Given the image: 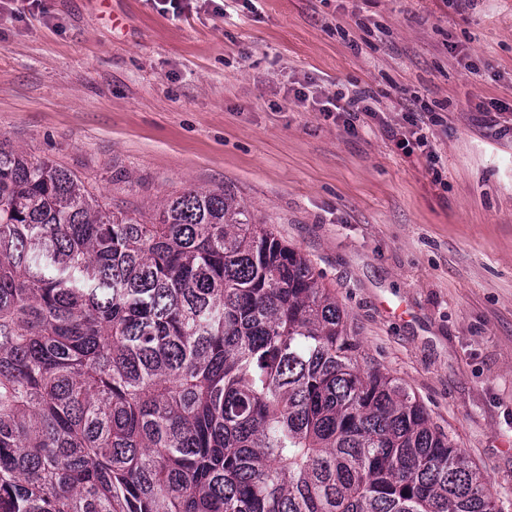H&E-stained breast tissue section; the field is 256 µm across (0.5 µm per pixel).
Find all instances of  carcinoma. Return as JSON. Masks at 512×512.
I'll use <instances>...</instances> for the list:
<instances>
[{
    "label": "carcinoma",
    "instance_id": "1",
    "mask_svg": "<svg viewBox=\"0 0 512 512\" xmlns=\"http://www.w3.org/2000/svg\"><path fill=\"white\" fill-rule=\"evenodd\" d=\"M359 350L235 196L142 222L0 141V512H497Z\"/></svg>",
    "mask_w": 512,
    "mask_h": 512
}]
</instances>
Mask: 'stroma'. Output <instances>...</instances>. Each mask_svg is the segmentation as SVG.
<instances>
[{"mask_svg": "<svg viewBox=\"0 0 512 512\" xmlns=\"http://www.w3.org/2000/svg\"><path fill=\"white\" fill-rule=\"evenodd\" d=\"M5 2L0 139L135 217L234 194L512 512V0ZM367 86L441 180L293 96Z\"/></svg>", "mask_w": 512, "mask_h": 512, "instance_id": "stroma-1", "label": "stroma"}]
</instances>
